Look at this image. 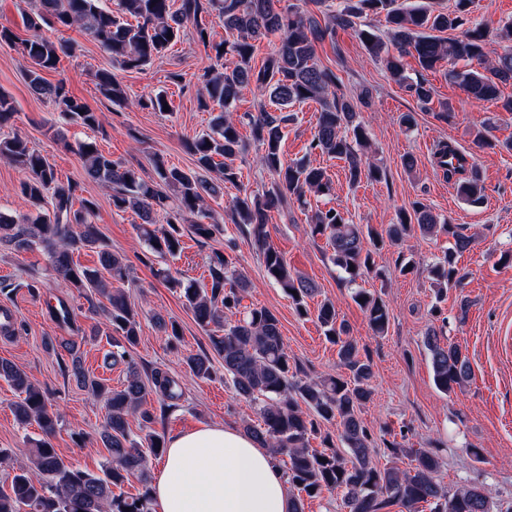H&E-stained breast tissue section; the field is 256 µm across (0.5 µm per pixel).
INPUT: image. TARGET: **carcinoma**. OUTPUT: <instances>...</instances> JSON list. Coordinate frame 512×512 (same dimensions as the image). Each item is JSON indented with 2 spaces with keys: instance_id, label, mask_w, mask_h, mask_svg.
I'll return each mask as SVG.
<instances>
[{
  "instance_id": "obj_1",
  "label": "carcinoma",
  "mask_w": 512,
  "mask_h": 512,
  "mask_svg": "<svg viewBox=\"0 0 512 512\" xmlns=\"http://www.w3.org/2000/svg\"><path fill=\"white\" fill-rule=\"evenodd\" d=\"M102 0H36L27 15V27L33 35L21 41L29 62L24 77L37 94L50 99L67 123L89 129L98 125L97 113L72 97L66 86L52 84L44 77L57 69L61 58L72 53L69 40H52L40 35L44 24L62 28L78 27L106 52L112 67L124 71L140 70L160 57L192 26L198 42L214 51L221 67H212L203 75L204 107L214 104L220 112L211 131L185 143L195 157L196 169L186 171L168 165L160 156L153 160L156 178L146 180L140 173L112 160L97 143L84 140L77 144L87 177L112 189V207L134 212L136 225L147 249L161 258H176L182 252V224L185 215L203 212L206 198L224 195V185L234 186L238 195L232 201L233 223L249 228L262 254L266 276L279 285L292 300L299 315L308 314L307 299L317 288L296 273L281 253L267 244L266 224L269 212L293 198L306 204L309 194L326 195L332 190L326 170L303 160L287 162L281 152L288 115L282 110L305 101L321 105L317 130L310 149L344 161L350 186L362 178H380V168L365 158L368 144L366 127L359 120L356 105L340 92L336 76L314 62L316 44L335 37L336 29L352 30L368 51L383 60L390 77L405 86L418 101L432 102V87L425 79L413 80L405 74L403 58L413 56L421 70L433 71L448 65V80L457 84L470 98L478 101L498 98V84L512 81V20L489 27L469 23L473 0H453L451 10L436 9L425 2L404 8L399 0H346L340 11L318 18L294 4L281 7L282 0H117L112 11ZM386 13L388 41L360 28L359 19L369 14ZM214 15L224 23L233 40L210 41L205 17ZM453 32L450 37L440 33ZM273 34L281 35L276 52L260 68L251 64L252 41ZM100 93L117 105L128 101L123 85L114 73L101 69L95 73ZM253 86L269 93L280 113L260 107L247 114L253 138L261 152L257 161L274 178L271 190L258 197L240 182L234 158L245 151L237 123L229 111L242 89ZM17 112L13 98L0 92V128ZM459 152L449 143L437 145V165L448 178L461 172L445 159ZM222 157L218 163L215 158ZM0 159L14 165L24 175L20 193L30 206L27 214L15 220L0 214V245L16 251L39 246L47 253L52 270L65 288L94 291L108 301L100 308L112 329L113 362L127 364L121 389L90 379L79 361L73 360L72 373L78 384L103 401L106 415L99 439L108 452L100 472L82 470L66 461L54 448L51 437L60 415L48 403L45 392L15 363L0 359V378L17 392L13 403L17 421L36 423L43 434L31 449V465L15 473L9 489L0 487V512H154L148 485L150 461L165 453V443L152 425L155 415L144 408L149 392L156 393L160 413L178 407L182 398L180 384L174 378L154 371L142 377L135 362L128 359L129 349L139 343L141 323L124 291L129 281L124 259L100 247L101 237L92 224L97 204L81 199L74 208L79 183L59 180L46 157L28 146L15 134H0ZM174 195H169V192ZM484 188L472 177L458 183V192L476 203L483 199ZM167 215L166 224L157 225L155 216ZM417 232L423 237L440 233L452 239L442 260L428 268V277L443 295L458 282L457 256L469 250L474 239L461 227L442 221L425 203L417 201L412 212L402 209L397 221L380 234L369 224H352L334 207L314 212L312 236L326 238L332 248V261L348 275V283L369 274L379 275L375 258L387 246L399 245ZM98 249L101 269L81 267L74 254L82 249ZM110 280H105L102 273ZM185 306L197 323L212 328L211 347L224 361L236 393L253 402L261 419L260 427H245L274 459L283 464L288 484L309 497L340 489L347 512H381L398 503L405 512H491L488 496L477 487L448 492L437 480L439 462L428 452L389 445L394 458L410 456L411 470L392 464L379 467L372 460L370 435L358 412L372 394L373 377L369 362L360 358L357 341L349 336L346 323L339 319L336 304L320 302L316 318L327 339L337 346L341 366L350 375H329L320 380H303L292 370L291 357L282 336L280 321L265 307L241 311L248 281L233 259L214 252L209 258V281L199 286L192 280L176 281ZM353 300L365 312L371 330L382 336L388 329L390 312L382 298L358 288ZM425 346L431 357L435 386L448 393L461 388L471 377V365L462 347L441 341V332L430 328ZM185 363L198 378L213 373L208 353L191 354ZM141 419V435H131L129 419ZM340 427L344 449L330 443L325 448L310 447V437L321 432V425ZM136 479L142 491L133 496L115 494L113 488Z\"/></svg>"
}]
</instances>
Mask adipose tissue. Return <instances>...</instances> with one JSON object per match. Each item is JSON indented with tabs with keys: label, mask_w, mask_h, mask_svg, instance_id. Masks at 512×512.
Masks as SVG:
<instances>
[{
	"label": "adipose tissue",
	"mask_w": 512,
	"mask_h": 512,
	"mask_svg": "<svg viewBox=\"0 0 512 512\" xmlns=\"http://www.w3.org/2000/svg\"><path fill=\"white\" fill-rule=\"evenodd\" d=\"M157 512H292L287 479L269 449L231 426L170 438L153 483Z\"/></svg>",
	"instance_id": "obj_1"
}]
</instances>
